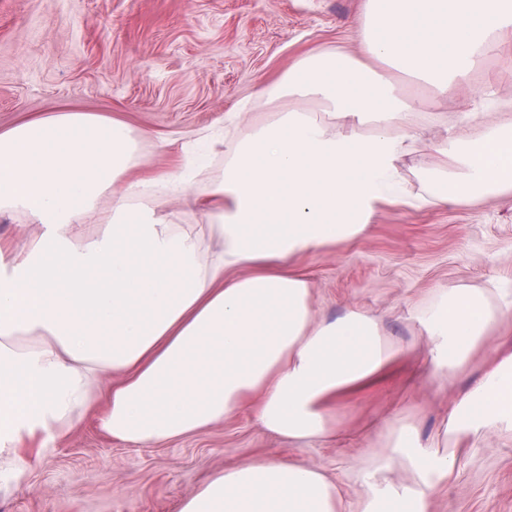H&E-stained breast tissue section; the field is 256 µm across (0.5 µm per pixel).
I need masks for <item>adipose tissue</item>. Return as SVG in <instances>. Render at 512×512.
<instances>
[{"label":"adipose tissue","mask_w":512,"mask_h":512,"mask_svg":"<svg viewBox=\"0 0 512 512\" xmlns=\"http://www.w3.org/2000/svg\"><path fill=\"white\" fill-rule=\"evenodd\" d=\"M506 31L512 0H366L360 41L365 56L444 97ZM262 97L317 103L332 121L279 111L237 142L220 181L167 175L193 201L228 198L200 230L134 205L153 180H126L140 137L124 122L64 112L0 132V214L39 227L21 252L0 248L1 479L24 476L29 453L48 452L94 409L106 435L140 447L248 406L260 428L302 445L333 431L336 393L374 382L393 359L362 311L316 319L308 281L286 266L361 233L375 203L404 198L397 161L420 145L397 128L408 102L339 50L302 57ZM452 148L457 170L438 178L436 202L512 190V122ZM106 193L101 230L81 234ZM504 314L485 291L442 290L421 316L429 380L452 382ZM107 373L116 381L99 390ZM446 431L512 434V356L449 408ZM386 459L412 481L391 487L382 467L364 470L360 512H428L458 456L399 426ZM179 512H344V499L320 469L263 458L217 473Z\"/></svg>","instance_id":"obj_1"}]
</instances>
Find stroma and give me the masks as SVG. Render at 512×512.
<instances>
[{
	"label": "stroma",
	"mask_w": 512,
	"mask_h": 512,
	"mask_svg": "<svg viewBox=\"0 0 512 512\" xmlns=\"http://www.w3.org/2000/svg\"><path fill=\"white\" fill-rule=\"evenodd\" d=\"M364 0H0V131L56 110L90 112L148 132L141 166L127 179L186 168L197 131L237 118L214 144L208 184L224 174L231 142L272 118L262 87L311 50L362 58ZM499 55L471 79L434 98L430 87L389 77L413 107L402 127L420 136L419 151L397 163L411 195L425 194L445 167L430 142L476 138L512 104V34ZM146 204L176 224H206L210 210L156 191ZM291 272L311 288L317 318L351 308L377 318L395 351L382 380L342 392L329 404L335 429L296 446L262 430L252 410L224 423L140 448L101 434L94 416L35 460L0 491V512H178L182 499L213 473L261 457H285L339 481L344 498L361 492L358 469L380 463L389 431L406 424L440 452L450 406L497 355L512 353V314L444 386L424 375L427 342L420 314L444 288L473 290L496 283L512 296V193L448 204L375 205L366 230L335 246L291 259ZM458 451L457 470L430 512H512V437L485 432Z\"/></svg>",
	"instance_id": "35a3bbf8"
}]
</instances>
